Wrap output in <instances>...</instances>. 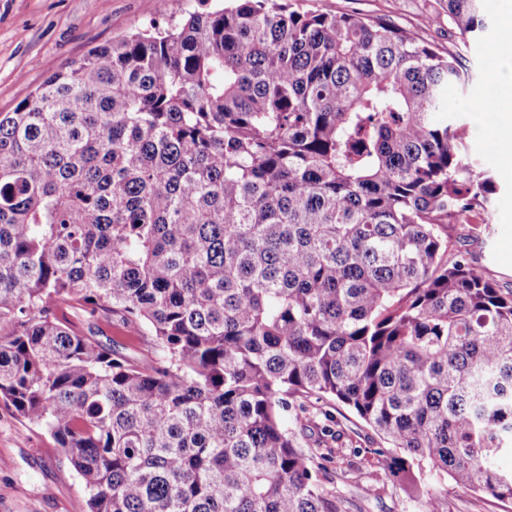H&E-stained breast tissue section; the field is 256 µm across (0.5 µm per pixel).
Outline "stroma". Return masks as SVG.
<instances>
[{"label":"stroma","mask_w":512,"mask_h":512,"mask_svg":"<svg viewBox=\"0 0 512 512\" xmlns=\"http://www.w3.org/2000/svg\"><path fill=\"white\" fill-rule=\"evenodd\" d=\"M293 6L324 12L356 13L383 18L427 42L441 55L456 58L472 80L452 88L453 114L467 123L471 147L494 177L497 192L489 207L490 238L473 242L475 265L499 287L512 288V153L496 132L493 115L476 107L496 91L490 77L494 51L508 48L505 28L512 22L506 0H486L488 28L480 40L463 41L451 30L443 0H292ZM157 0H0V112L12 111L21 84L35 88L51 72L66 67L91 47L120 39L159 20ZM100 340H112L127 356L146 361L156 354L144 327L100 322ZM310 418L298 431L302 449L313 448L326 415H333L349 447L340 459L353 467L336 487L347 512H420L427 493L446 495V512H503L492 498L453 485L429 483L426 494L410 493L389 475L377 455L379 437L345 406L329 402L309 407ZM0 512H86V495L67 455L46 431L17 417L0 402Z\"/></svg>","instance_id":"obj_1"}]
</instances>
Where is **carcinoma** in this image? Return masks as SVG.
<instances>
[{
  "label": "carcinoma",
  "mask_w": 512,
  "mask_h": 512,
  "mask_svg": "<svg viewBox=\"0 0 512 512\" xmlns=\"http://www.w3.org/2000/svg\"><path fill=\"white\" fill-rule=\"evenodd\" d=\"M462 39L485 0H444ZM456 60L381 19L231 0L90 49L0 113V400L88 512H346L333 399L424 476L512 505V289L462 244L496 185L441 122ZM151 330L137 362L72 311Z\"/></svg>",
  "instance_id": "cac0c4a2"
}]
</instances>
